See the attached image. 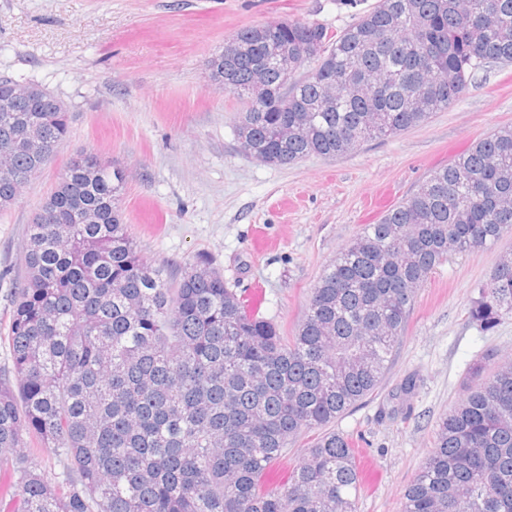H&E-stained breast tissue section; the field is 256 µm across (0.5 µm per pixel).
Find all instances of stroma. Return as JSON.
Returning <instances> with one entry per match:
<instances>
[{
	"mask_svg": "<svg viewBox=\"0 0 512 512\" xmlns=\"http://www.w3.org/2000/svg\"><path fill=\"white\" fill-rule=\"evenodd\" d=\"M356 19L342 0H0V77L43 86L67 106L70 135L17 203L0 211V336L24 273L28 224L82 152L127 171L121 207L138 249L170 277L210 261L238 295L261 285L263 318L286 331L312 288L368 224L435 169L512 125V64L478 72L460 100L423 124L336 157L270 166L244 155L241 102L209 80L205 61L239 30L275 21L336 32ZM272 240L257 254L255 232ZM512 233L449 256L418 290L382 383L335 423L358 440L376 477L358 512H400L433 449L436 425L464 394L476 360H512V312L492 328L470 310ZM416 376L412 397L400 395Z\"/></svg>",
	"mask_w": 512,
	"mask_h": 512,
	"instance_id": "stroma-1",
	"label": "stroma"
}]
</instances>
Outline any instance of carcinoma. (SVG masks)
Returning a JSON list of instances; mask_svg holds the SVG:
<instances>
[{
	"mask_svg": "<svg viewBox=\"0 0 512 512\" xmlns=\"http://www.w3.org/2000/svg\"><path fill=\"white\" fill-rule=\"evenodd\" d=\"M208 78L244 108L236 135L273 166L336 157L457 102L477 72L512 62V0H378L349 27L240 30ZM317 42L319 68L283 93L279 56ZM265 78L268 99L249 91ZM0 79V211L69 134L64 103ZM124 170L72 160L28 227L11 295L12 369L0 376L3 512H357V448L328 426L380 384L419 288L448 252L512 231V126L432 171L330 263L287 336L245 313L200 259L171 281L144 262L120 207ZM512 311V254L471 308L491 328ZM470 369L459 404L401 512H512V362ZM311 435L288 483L267 474ZM53 448L43 460L41 448Z\"/></svg>",
	"mask_w": 512,
	"mask_h": 512,
	"instance_id": "obj_1",
	"label": "carcinoma"
}]
</instances>
